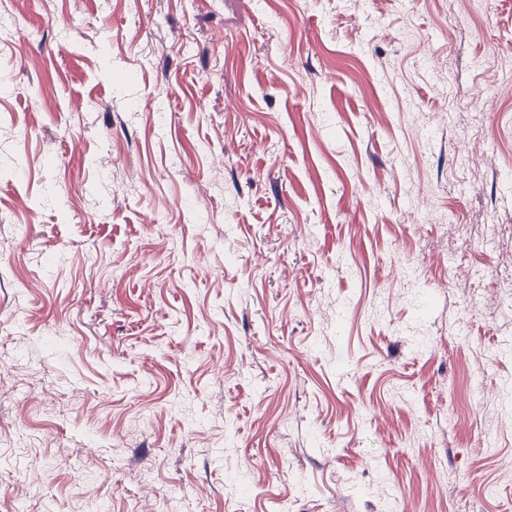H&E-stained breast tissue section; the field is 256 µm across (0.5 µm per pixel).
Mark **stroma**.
Masks as SVG:
<instances>
[{
    "instance_id": "obj_1",
    "label": "stroma",
    "mask_w": 512,
    "mask_h": 512,
    "mask_svg": "<svg viewBox=\"0 0 512 512\" xmlns=\"http://www.w3.org/2000/svg\"><path fill=\"white\" fill-rule=\"evenodd\" d=\"M0 512H512V0H0Z\"/></svg>"
}]
</instances>
